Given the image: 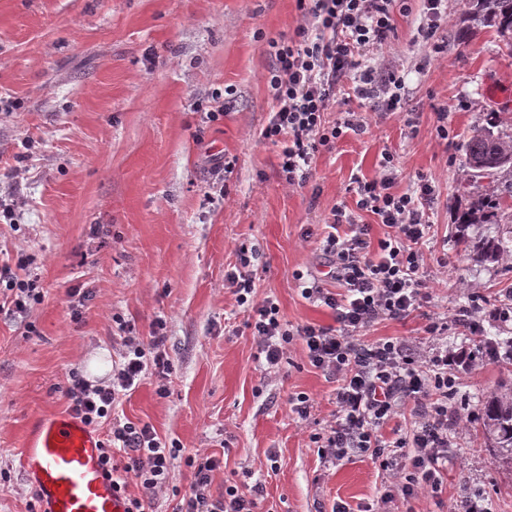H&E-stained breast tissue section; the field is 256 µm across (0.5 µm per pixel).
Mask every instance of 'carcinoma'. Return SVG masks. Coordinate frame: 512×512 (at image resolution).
<instances>
[{"label": "carcinoma", "instance_id": "obj_1", "mask_svg": "<svg viewBox=\"0 0 512 512\" xmlns=\"http://www.w3.org/2000/svg\"><path fill=\"white\" fill-rule=\"evenodd\" d=\"M467 10L495 30L500 49L512 57V0H465ZM498 113L466 145L462 196L470 202L456 209V224L465 250L483 259L512 255V135L502 129ZM474 224H495V236L467 234ZM481 429L492 441L496 462L512 468V386L504 385L480 404Z\"/></svg>", "mask_w": 512, "mask_h": 512}]
</instances>
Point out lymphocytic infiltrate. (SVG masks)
I'll return each mask as SVG.
<instances>
[{"label":"lymphocytic infiltrate","mask_w":512,"mask_h":512,"mask_svg":"<svg viewBox=\"0 0 512 512\" xmlns=\"http://www.w3.org/2000/svg\"><path fill=\"white\" fill-rule=\"evenodd\" d=\"M395 0H297L308 19L294 37L272 41L275 65L268 78L275 105L262 129L264 141L281 145L280 173L291 188L304 187L312 176L317 153L332 148L346 133L363 134L361 111L344 113L336 122L324 118L336 101L340 82L351 80L362 108L402 113L405 80L399 70L381 66L379 53L394 33ZM397 167L384 154L372 180L358 181L355 209L334 205L323 236V265L334 288L303 287V298L334 311L336 327H296L283 323L272 299L255 301L256 272L248 247H240L237 271L227 280L240 305L251 313L249 327L268 368L281 365L294 341H301L311 366L335 379L336 414L323 435L319 453L327 462L353 453H368L398 483L403 498L442 490L448 469V397L456 391L452 370L467 357L442 346L447 319L429 318L424 332L437 340L434 353L399 338L365 342L363 329L380 320L407 317L427 297L420 276L421 251L432 223L434 189L418 177L413 190H394ZM387 227L386 236L372 239V226L361 213ZM44 298L36 277L18 276L0 267V311L25 315ZM163 319H156L150 337L135 325L122 324L126 350L106 384H92L69 373L66 396L72 415L92 428L108 426L101 448L102 463L116 489L125 494L128 512H150L164 493L178 497L176 512H256L259 485H230L223 495L211 492L218 466L205 453L182 455L179 443L160 438L150 424H110L113 405L153 376L159 396L172 371L164 347ZM414 401L416 426L410 435L383 439L382 428L399 412L404 398ZM184 459L191 473L187 491L169 489L171 466ZM139 492H128L129 484Z\"/></svg>","instance_id":"obj_1"}]
</instances>
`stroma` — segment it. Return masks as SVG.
Listing matches in <instances>:
<instances>
[{"label": "stroma", "mask_w": 512, "mask_h": 512, "mask_svg": "<svg viewBox=\"0 0 512 512\" xmlns=\"http://www.w3.org/2000/svg\"><path fill=\"white\" fill-rule=\"evenodd\" d=\"M432 42L415 40L420 0L395 16L381 61L402 71L413 124L366 112V134L320 151L301 189L279 177L280 147L260 137L274 106L266 81L271 40L304 25L296 0H0V202L18 203L0 222V265L27 256L44 300L26 315L0 313V512H27L23 469L38 420L66 413V375L104 382L123 349L116 318L150 335L166 322L173 364L168 396L145 379L114 411L147 423L186 452L220 461L211 489L258 483L257 512H458L481 494L490 512H512V469L496 464L479 437L482 398L512 379L505 363L455 367L448 420V471L441 494L383 502L392 480L370 455L323 462L315 436L336 412V383L312 367L301 342L269 370L226 279L240 245L256 251L257 299L279 306L284 323L332 328L333 310L301 295L296 273L321 275V239L337 202L354 206V178L377 176L383 153L398 167L395 189L429 179L437 199L425 247L428 298L399 320L366 328L372 342L394 337L431 348L423 327L448 318V345L470 352L479 337L460 310L495 308L512 293V265L477 261L457 241L464 146L488 113L512 114V58L492 30L473 26L463 0ZM441 53H433V45ZM426 70H418L422 58ZM224 92V117L196 106ZM448 112V139L436 136ZM224 158L231 174L215 171ZM22 165L21 181L9 170ZM306 393L308 420L288 399Z\"/></svg>", "instance_id": "obj_1"}]
</instances>
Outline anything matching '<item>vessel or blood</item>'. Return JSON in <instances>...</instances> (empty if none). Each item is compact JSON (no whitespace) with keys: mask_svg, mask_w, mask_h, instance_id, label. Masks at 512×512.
Here are the masks:
<instances>
[{"mask_svg":"<svg viewBox=\"0 0 512 512\" xmlns=\"http://www.w3.org/2000/svg\"><path fill=\"white\" fill-rule=\"evenodd\" d=\"M101 444L99 433L70 415L38 425L23 467L41 512H126L101 462Z\"/></svg>","mask_w":512,"mask_h":512,"instance_id":"b4317fda","label":"vessel or blood"}]
</instances>
